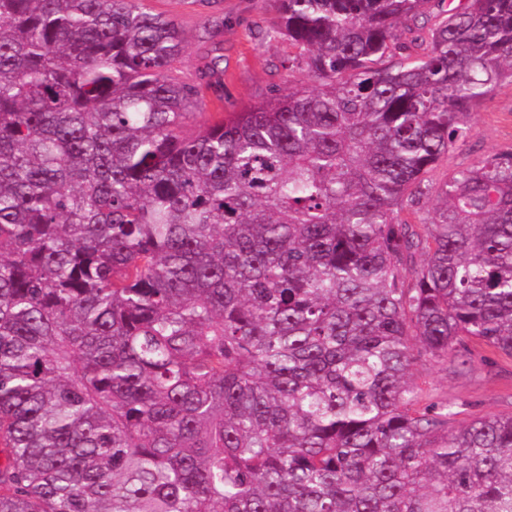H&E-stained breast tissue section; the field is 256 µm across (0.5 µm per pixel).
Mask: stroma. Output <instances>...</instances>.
Here are the masks:
<instances>
[{"label":"stroma","mask_w":512,"mask_h":512,"mask_svg":"<svg viewBox=\"0 0 512 512\" xmlns=\"http://www.w3.org/2000/svg\"><path fill=\"white\" fill-rule=\"evenodd\" d=\"M149 5L177 22L187 37V49L176 65L177 76L186 82L195 80L198 59L207 49L197 40L199 29L212 17L224 18L218 35L224 48V98L206 96L203 111L186 120L185 132L213 120L216 106H223L228 114L242 112L313 84L310 74L288 65L297 48L287 39L268 34L278 17L275 0H150ZM472 124L468 146L442 158L430 174L432 181H442L487 155L512 150V85L498 86L477 109ZM471 358L473 366L465 373L453 372L446 361H418L414 374L424 384L422 403L454 402L465 421L488 413H511L512 358L483 346L472 347Z\"/></svg>","instance_id":"obj_1"}]
</instances>
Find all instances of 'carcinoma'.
Returning <instances> with one entry per match:
<instances>
[{
  "mask_svg": "<svg viewBox=\"0 0 512 512\" xmlns=\"http://www.w3.org/2000/svg\"><path fill=\"white\" fill-rule=\"evenodd\" d=\"M434 1L279 0L314 88L186 134L221 45L189 83L148 0H0V512H512V413L414 378L512 357V151L427 179L512 0L414 56Z\"/></svg>",
  "mask_w": 512,
  "mask_h": 512,
  "instance_id": "obj_1",
  "label": "carcinoma"
}]
</instances>
